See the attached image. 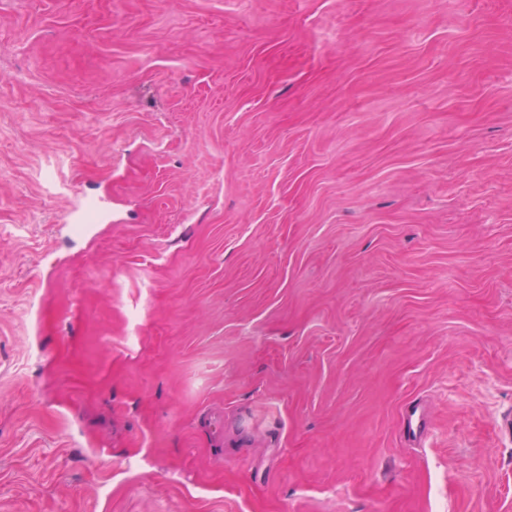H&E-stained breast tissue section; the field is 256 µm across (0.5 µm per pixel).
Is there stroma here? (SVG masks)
I'll return each mask as SVG.
<instances>
[{"label":"stroma","instance_id":"obj_1","mask_svg":"<svg viewBox=\"0 0 512 512\" xmlns=\"http://www.w3.org/2000/svg\"><path fill=\"white\" fill-rule=\"evenodd\" d=\"M0 512H512V0H0Z\"/></svg>","mask_w":512,"mask_h":512}]
</instances>
